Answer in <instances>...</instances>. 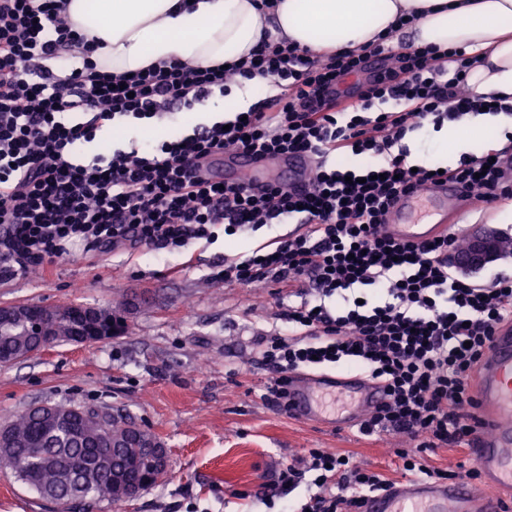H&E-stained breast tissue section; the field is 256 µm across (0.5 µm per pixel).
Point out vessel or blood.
<instances>
[{
    "label": "vessel or blood",
    "instance_id": "1",
    "mask_svg": "<svg viewBox=\"0 0 512 512\" xmlns=\"http://www.w3.org/2000/svg\"><path fill=\"white\" fill-rule=\"evenodd\" d=\"M233 177L250 176L265 185L273 165L282 166L290 185L306 183L308 156L260 160L242 152L225 153ZM475 203L462 184L445 179L417 192L400 194L393 206L386 234L403 243H423L460 227ZM473 415L478 437L472 450L478 481L410 480L367 497L365 512H504L512 491V324L500 325L485 352L473 387ZM384 400L382 388L349 370L292 375L288 384L291 412L309 423L342 429L358 423Z\"/></svg>",
    "mask_w": 512,
    "mask_h": 512
}]
</instances>
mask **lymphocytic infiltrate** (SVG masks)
I'll return each mask as SVG.
<instances>
[{
	"label": "lymphocytic infiltrate",
	"instance_id": "lymphocytic-infiltrate-1",
	"mask_svg": "<svg viewBox=\"0 0 512 512\" xmlns=\"http://www.w3.org/2000/svg\"><path fill=\"white\" fill-rule=\"evenodd\" d=\"M65 9V0H0V278L44 268L72 245L174 250L297 218L273 250L225 261L219 273L242 288H313L312 299L283 311L287 332L257 339L268 373L264 400L288 410L290 375L347 364L387 396L360 433L414 442V450L397 452L404 474L477 479V468L443 469L432 455L476 438L472 377L496 327L512 322V278L477 284L451 275L456 233L406 244L384 231L395 198L432 179L430 167L408 164L407 134L494 103L468 85L475 57L381 43L369 54L318 58L282 42L225 69L178 61L114 75L96 71L99 40L74 31ZM72 50L81 66L58 76L49 61ZM257 74L270 77L275 94L230 124H200L143 151L95 141L115 119L189 111ZM90 143L97 146L91 160H77ZM237 150L310 154L308 188L271 183L256 193L244 181L220 185L207 173L209 161ZM346 152L367 161L352 183L328 164ZM511 162L503 153L464 156L443 176L491 205L512 196L504 172ZM306 481L315 493L289 512H363L369 493L389 484L353 455L312 448L283 462L262 497L274 501Z\"/></svg>",
	"mask_w": 512,
	"mask_h": 512
}]
</instances>
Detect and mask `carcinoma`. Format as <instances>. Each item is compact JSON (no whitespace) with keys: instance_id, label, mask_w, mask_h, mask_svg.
I'll return each mask as SVG.
<instances>
[{"instance_id":"obj_1","label":"carcinoma","mask_w":512,"mask_h":512,"mask_svg":"<svg viewBox=\"0 0 512 512\" xmlns=\"http://www.w3.org/2000/svg\"><path fill=\"white\" fill-rule=\"evenodd\" d=\"M99 327L104 333L111 329L120 333L125 323L107 308ZM46 330L52 336L69 335L65 307L56 308ZM36 352L38 337L28 324H0V354L28 357ZM57 408L62 419L54 425L45 423L39 407L27 409L8 424L11 446L0 451V463L5 462L15 470L21 462H31V480L51 492L63 512L88 496L109 504L119 503L123 501L125 481L150 479L149 465L141 459L133 461L138 449L124 448L114 460L112 450L101 448V439L107 432L121 436L129 421L111 416L98 426L80 420L75 407L59 404Z\"/></svg>"}]
</instances>
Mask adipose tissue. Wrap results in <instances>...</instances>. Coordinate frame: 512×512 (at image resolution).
Instances as JSON below:
<instances>
[{"label": "adipose tissue", "instance_id": "1", "mask_svg": "<svg viewBox=\"0 0 512 512\" xmlns=\"http://www.w3.org/2000/svg\"><path fill=\"white\" fill-rule=\"evenodd\" d=\"M66 13L74 29L103 40L92 59L118 75L163 62L227 64L266 41L320 56L406 35L419 46L478 55L469 84L512 102V0H67ZM445 143L450 155L463 145L479 154L505 140L476 115L450 127Z\"/></svg>", "mask_w": 512, "mask_h": 512}]
</instances>
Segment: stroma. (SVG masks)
Segmentation results:
<instances>
[{
	"mask_svg": "<svg viewBox=\"0 0 512 512\" xmlns=\"http://www.w3.org/2000/svg\"><path fill=\"white\" fill-rule=\"evenodd\" d=\"M296 226L295 218L179 250L119 252L72 249L49 272L0 281V306L83 304L112 308L123 335L90 344L59 343L0 364V426L41 404L98 406L145 423L169 450L165 476L116 505L92 499L76 512H280L261 498L280 462L310 448L354 455L390 479L400 478L396 449L406 439L359 438L356 428L324 430L262 398L267 377L256 336L283 330L271 288L225 285V259L252 252ZM468 231L494 232L505 249L474 273L482 283L512 275V205L479 210ZM0 512H60L59 506L0 468Z\"/></svg>",
	"mask_w": 512,
	"mask_h": 512,
	"instance_id": "obj_1",
	"label": "stroma"
}]
</instances>
